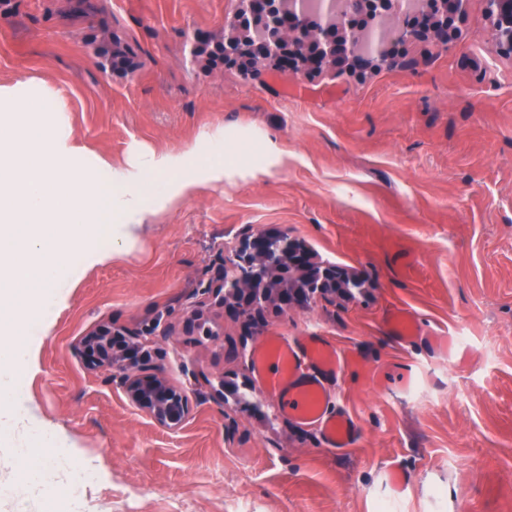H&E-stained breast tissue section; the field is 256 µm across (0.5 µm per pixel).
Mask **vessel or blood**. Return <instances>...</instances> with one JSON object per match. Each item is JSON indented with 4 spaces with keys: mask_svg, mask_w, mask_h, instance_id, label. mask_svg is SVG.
Returning a JSON list of instances; mask_svg holds the SVG:
<instances>
[{
    "mask_svg": "<svg viewBox=\"0 0 512 512\" xmlns=\"http://www.w3.org/2000/svg\"><path fill=\"white\" fill-rule=\"evenodd\" d=\"M387 324L402 342L411 340L417 330L412 315L401 310L392 312ZM251 363L264 392L300 422L318 427L327 447L354 445V418L330 412L327 406L325 382L337 377L343 368V357L333 343L313 334L292 339L274 334L264 337Z\"/></svg>",
    "mask_w": 512,
    "mask_h": 512,
    "instance_id": "vessel-or-blood-1",
    "label": "vessel or blood"
}]
</instances>
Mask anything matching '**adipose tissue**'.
<instances>
[{"instance_id":"adipose-tissue-1","label":"adipose tissue","mask_w":512,"mask_h":512,"mask_svg":"<svg viewBox=\"0 0 512 512\" xmlns=\"http://www.w3.org/2000/svg\"><path fill=\"white\" fill-rule=\"evenodd\" d=\"M66 109L40 80L0 83V447L24 452L20 486L34 495L72 477L43 468L42 448L64 437L24 392L39 337L89 269L131 248L148 213L224 179L223 163L197 168L186 151L113 166L72 138ZM102 235L111 249L95 247Z\"/></svg>"}]
</instances>
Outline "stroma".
I'll return each instance as SVG.
<instances>
[{
	"label": "stroma",
	"mask_w": 512,
	"mask_h": 512,
	"mask_svg": "<svg viewBox=\"0 0 512 512\" xmlns=\"http://www.w3.org/2000/svg\"><path fill=\"white\" fill-rule=\"evenodd\" d=\"M10 0L0 19V82L35 78L68 97L73 138L113 166L190 149L215 130L234 166L223 182L150 213L134 246L91 269L37 349L29 404L60 428L50 463L73 483L31 496L0 455V512H512V57L485 0H469L449 47L400 45V66L244 77L208 49L238 0ZM204 37L206 53L196 52ZM112 42L129 59L112 68ZM250 231L303 242L347 269L349 295L268 310L251 334L201 290ZM417 320L413 344L386 318ZM149 337L151 363L186 390L178 431L150 419L82 340L100 326ZM311 331L347 358L327 380L350 413L354 447L266 398L251 353L270 332ZM456 340L454 355L431 338ZM411 387L398 389L405 369ZM231 392L217 396V379ZM411 486L390 498L391 463Z\"/></svg>",
	"instance_id": "1"
}]
</instances>
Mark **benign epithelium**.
Listing matches in <instances>:
<instances>
[{
	"instance_id": "1",
	"label": "benign epithelium",
	"mask_w": 512,
	"mask_h": 512,
	"mask_svg": "<svg viewBox=\"0 0 512 512\" xmlns=\"http://www.w3.org/2000/svg\"><path fill=\"white\" fill-rule=\"evenodd\" d=\"M242 12L231 21L234 28H244L249 20H259L262 35L251 40L245 36L227 38L220 45L226 63H272L296 75L307 70H320L330 64L344 65L352 71L364 72L374 66L375 58L364 47L360 28L351 23L336 24V19L355 15L353 0H240ZM468 0H426V9L417 15H397L392 38L378 49L389 67L399 64L394 45L432 40L448 45L454 21L461 18ZM493 14V34L500 46L512 54V0H487ZM288 256V265L275 271L306 283V288H252L251 258L263 259L271 250ZM236 274L223 272L202 294L243 319L245 330L270 303L283 307L304 304L314 296L333 295L344 291L352 280L343 269L334 265L315 266L313 255L301 243L285 235L251 232L243 236L236 254ZM112 327L100 326L83 340V352L94 369L119 372L121 386L138 409L155 423L176 431L182 427L191 410L186 392L160 373L151 372L149 357L141 349L140 334L126 333L127 350L118 358L112 354Z\"/></svg>"
}]
</instances>
